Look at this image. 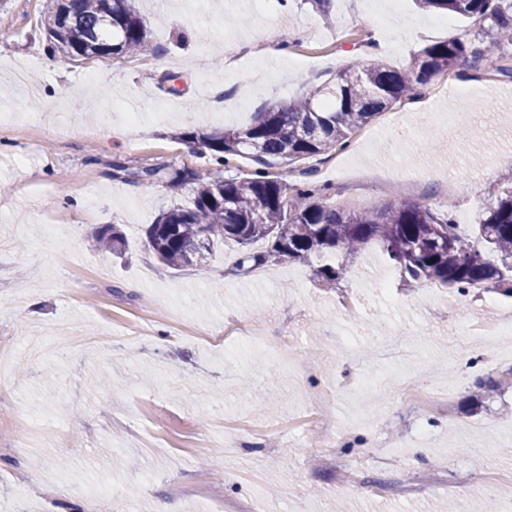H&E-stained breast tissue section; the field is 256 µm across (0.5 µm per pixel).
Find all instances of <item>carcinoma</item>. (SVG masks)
Returning a JSON list of instances; mask_svg holds the SVG:
<instances>
[{
  "mask_svg": "<svg viewBox=\"0 0 512 512\" xmlns=\"http://www.w3.org/2000/svg\"><path fill=\"white\" fill-rule=\"evenodd\" d=\"M479 24L469 41L444 40L424 47L413 67L402 72L378 59L354 61L332 82L313 87L289 108L270 106L243 127L187 130L178 138L218 163L248 157L284 166L338 152L351 134L404 97L423 93L430 80L467 58L485 60L501 73L493 48L512 43V0H417ZM51 48L81 62L154 51L148 23L131 0H52L43 21ZM139 181L163 182L171 190L193 185L192 202L175 205L145 228L149 249L171 268L205 267L220 244L240 249L236 269L247 273L268 263H307L314 255L341 250L358 255L373 243L394 261L405 286L437 283L448 290L496 291L512 298V185L492 190L471 233L428 204L400 200L363 210H340L321 188L302 179L289 182L257 170L245 180L214 179L206 170L144 167L129 170ZM264 240L263 251L253 245ZM124 243L116 227L96 236L91 248L116 250ZM342 266L323 264L314 275L327 285L345 275Z\"/></svg>",
  "mask_w": 512,
  "mask_h": 512,
  "instance_id": "carcinoma-1",
  "label": "carcinoma"
}]
</instances>
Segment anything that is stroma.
<instances>
[{
  "instance_id": "obj_1",
  "label": "stroma",
  "mask_w": 512,
  "mask_h": 512,
  "mask_svg": "<svg viewBox=\"0 0 512 512\" xmlns=\"http://www.w3.org/2000/svg\"><path fill=\"white\" fill-rule=\"evenodd\" d=\"M135 0L156 47L147 58L89 63L51 55L41 19L50 0L0 6V335L15 361L0 368V512H484L491 485L512 478V356L467 367L448 327L480 313L491 325L512 298L404 286L377 247L336 254L346 274L322 284L311 267L235 270L236 245L218 246L205 270L161 264L144 229L190 189L113 175L131 166L188 167L246 178L257 162L224 166L177 139L186 129L241 127L254 113L332 80L362 59L410 69L415 53L450 38L472 40L468 18L416 0ZM288 55L253 81L265 36ZM223 90L222 114L213 95ZM419 112L399 102L350 137L328 162L313 157L329 203L362 210L395 197L429 202L470 231L487 188L512 177V77L484 61L438 77ZM108 131L91 137L100 113ZM411 131L398 138L399 127ZM120 225L126 252L93 250L90 238ZM362 305L338 315L344 295ZM292 322L297 362L276 363L240 335L275 336ZM410 337L417 354L391 368L440 389L448 404L417 410L398 395L337 402L324 436L298 429L317 390L349 392L374 379L377 330ZM389 456L367 469L370 450Z\"/></svg>"
}]
</instances>
